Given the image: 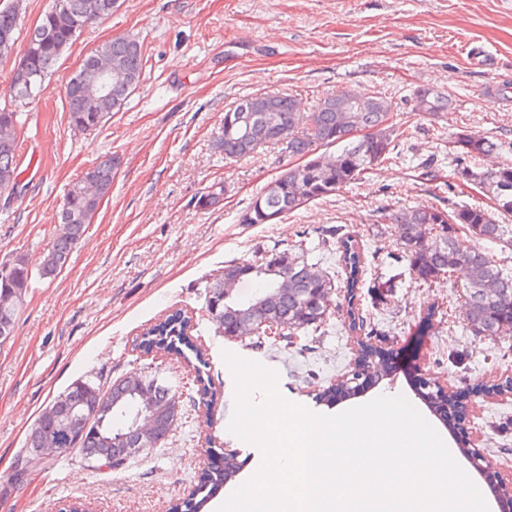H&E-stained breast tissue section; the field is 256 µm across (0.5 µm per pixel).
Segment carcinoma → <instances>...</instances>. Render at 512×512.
<instances>
[{"mask_svg":"<svg viewBox=\"0 0 512 512\" xmlns=\"http://www.w3.org/2000/svg\"><path fill=\"white\" fill-rule=\"evenodd\" d=\"M58 8L49 9L39 25L29 33L26 52L28 66L17 67L0 81V91L18 105L32 103L42 84L50 76L63 53L76 40L82 27H74L79 19L83 27L108 17L111 12L96 10L98 0H56ZM20 24L19 9L11 3L0 9V32H15ZM96 51L112 58L119 77L112 80L108 95L96 102V111L88 108L86 95L91 92L95 77L88 76L81 86L65 87L70 126L80 132L98 128V121H107L112 113L120 111L132 91L139 85L144 67L140 41L134 37H118L103 43ZM347 92L326 96L311 112L303 103L288 93H265L244 97L232 107L236 111L250 105L272 114L275 129L258 128L249 139L226 138L220 144L224 158L241 160L258 149L274 146L285 156L300 157L304 162L282 169L239 216L242 224H265V214L283 216L313 200L324 198L356 181L360 175L380 164L389 153L394 130L386 126L391 103L381 95L369 96L362 111L351 112L350 126L343 123V104ZM448 98L430 89L420 88L414 93L413 111L434 116L448 109ZM18 116L19 113L0 110V194L15 193L18 182ZM364 131L356 141L351 140L350 128ZM330 144H340L342 149L335 157L317 154V149ZM455 161L458 173L465 181L479 187L482 194L494 201L497 211L512 213V164H504L486 172H475L466 159L475 154H486L499 148V144L485 137L459 133L454 140ZM118 159L109 156L95 163L80 180L89 182L96 190L90 197L74 198L71 209H61L58 225L40 266L43 278H53L67 265L73 250L83 239L102 200L112 191ZM396 225L405 257L415 273L424 281L438 278L449 271L462 268L468 280L462 292L463 320L476 336H500L512 332V275L503 272L500 263L481 250L464 251L455 241L456 225L468 227L474 234L488 241H501L509 225L499 223L494 213L481 205H463L452 213L428 206L398 211L389 215ZM340 261L348 276L346 288L354 295L363 272V259L350 237L342 239ZM224 273L235 274L238 282L255 280L258 288L249 297L234 295L224 299L221 278L208 285L206 307L212 313L219 307L218 315L211 316L219 328H233L247 320L253 334L267 331L283 336L298 331L318 328L329 311L335 284L326 271L308 263L299 245L290 250H269L253 261L234 262L224 266ZM288 278V289L280 284ZM31 270L24 256L17 255L0 263V296L12 291L27 294ZM497 285L494 299L485 294L488 284ZM25 299L14 301L8 315H0V336L14 333L18 313ZM191 317L178 310L164 320L147 328L138 348L149 354L155 350L174 351L183 355L184 350L201 354L189 337ZM144 386L153 390V410L159 424L157 438L174 430L182 416L176 400L177 392L157 378L138 375L129 379L122 375L105 386L93 385L83 380L71 383L42 410L26 436V447H40L41 432L51 429L56 436L59 455L75 452L95 471H112L114 462L109 453L113 436L127 431V426L143 404L135 391ZM64 404L87 407L82 422H71L65 417H53L50 408ZM225 484L224 468L216 467L207 473L195 494L201 499L187 498L174 506V512H202Z\"/></svg>","mask_w":512,"mask_h":512,"instance_id":"obj_1","label":"carcinoma"}]
</instances>
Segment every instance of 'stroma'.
<instances>
[{
	"label": "stroma",
	"instance_id": "1",
	"mask_svg": "<svg viewBox=\"0 0 512 512\" xmlns=\"http://www.w3.org/2000/svg\"><path fill=\"white\" fill-rule=\"evenodd\" d=\"M121 36L139 39L143 78L101 128L75 131L65 85L91 50ZM476 46L492 68L475 63ZM421 88L442 93L451 107L434 116L414 111ZM273 89L308 110L338 91L382 93L398 135L388 160L354 183L277 223L243 224L241 212L287 159L273 147L225 159L224 112ZM20 112L21 191L0 196V262L24 255L33 276L14 334L0 345V512H51L75 500L97 512H169L196 489L213 452L230 448L240 470L218 494L226 499L262 460L257 446L227 430L224 404L235 386L226 350L276 371L285 399L325 415L381 395L405 396L423 412L420 380L445 381L479 406L466 433L440 428L450 453L484 490L489 484L464 448L512 469V395L480 392L512 380V335H472L462 320L461 270L419 279L388 220L405 209L451 212L482 202L457 172L456 133L500 145L473 158L474 171L512 163V0H119L111 16L80 33ZM107 156L120 160L111 193L66 268L40 278L69 184ZM216 184L223 201L198 208ZM344 234L365 262L351 294L338 262ZM296 244L335 278L322 327L288 342L220 333L205 311L207 283L226 264ZM176 310L192 318L190 335L215 392L211 407L200 401L192 365L137 346L144 329ZM362 342L385 351L387 376L361 396L319 402L324 389L349 378ZM128 372L177 387L182 418L164 443L109 474L72 453L41 459L26 448L40 411L73 381L98 384Z\"/></svg>",
	"mask_w": 512,
	"mask_h": 512
}]
</instances>
